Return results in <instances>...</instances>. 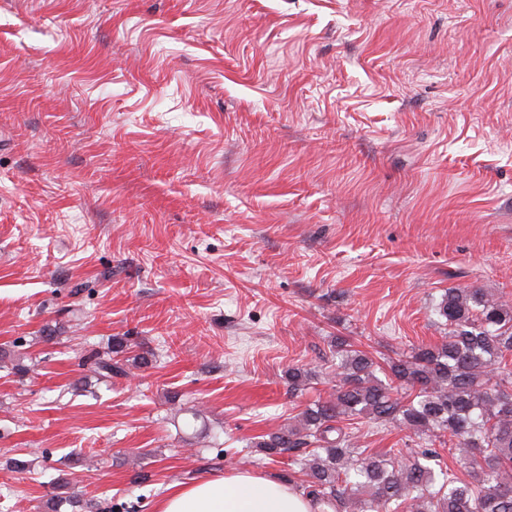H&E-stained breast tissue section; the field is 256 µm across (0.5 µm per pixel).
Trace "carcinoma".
<instances>
[{
	"label": "carcinoma",
	"instance_id": "obj_1",
	"mask_svg": "<svg viewBox=\"0 0 512 512\" xmlns=\"http://www.w3.org/2000/svg\"><path fill=\"white\" fill-rule=\"evenodd\" d=\"M434 313L447 330L434 344L398 359L377 357L358 339L335 338L328 369L336 384L295 422L257 437L269 458L296 454L304 492L334 512H512V303L481 288H448ZM112 349L89 355L106 384L151 364L149 354ZM316 374L288 369V391H306ZM393 425L425 438L384 454L358 448L359 420ZM464 467L460 480L441 451Z\"/></svg>",
	"mask_w": 512,
	"mask_h": 512
}]
</instances>
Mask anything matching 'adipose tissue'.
<instances>
[{"label": "adipose tissue", "mask_w": 512, "mask_h": 512, "mask_svg": "<svg viewBox=\"0 0 512 512\" xmlns=\"http://www.w3.org/2000/svg\"><path fill=\"white\" fill-rule=\"evenodd\" d=\"M154 512H323L322 505L287 481L251 471L224 472L173 488Z\"/></svg>", "instance_id": "ef3b65f1"}]
</instances>
